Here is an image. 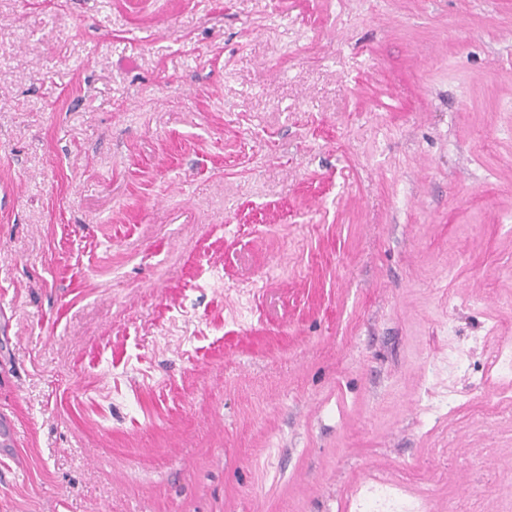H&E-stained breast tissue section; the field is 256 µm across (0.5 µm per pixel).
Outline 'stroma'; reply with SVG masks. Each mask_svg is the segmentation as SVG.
Masks as SVG:
<instances>
[{
    "instance_id": "obj_1",
    "label": "stroma",
    "mask_w": 512,
    "mask_h": 512,
    "mask_svg": "<svg viewBox=\"0 0 512 512\" xmlns=\"http://www.w3.org/2000/svg\"><path fill=\"white\" fill-rule=\"evenodd\" d=\"M509 336L512 0H0V512L505 510ZM484 356L485 361L488 364V367L492 371L495 369V373L498 372V370L507 368L509 374H510V381L506 388H503L502 391L504 394H506L507 401L509 408L511 409L512 406V384H511V372H512V364H511V358L508 362L507 367L503 365L502 356H503V347L500 345H487L484 350Z\"/></svg>"
}]
</instances>
